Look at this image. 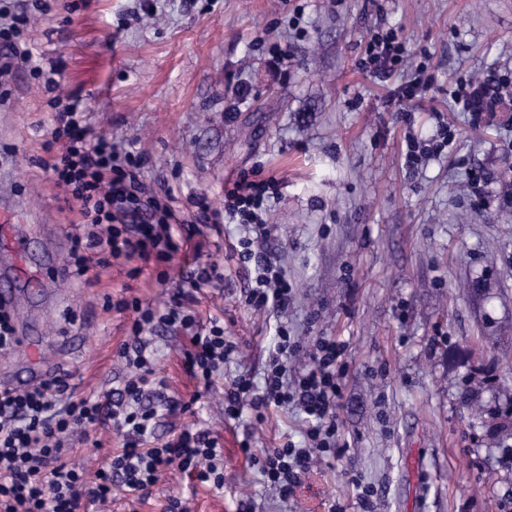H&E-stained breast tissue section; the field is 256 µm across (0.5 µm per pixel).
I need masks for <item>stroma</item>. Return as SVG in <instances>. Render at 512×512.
<instances>
[{"label": "stroma", "mask_w": 512, "mask_h": 512, "mask_svg": "<svg viewBox=\"0 0 512 512\" xmlns=\"http://www.w3.org/2000/svg\"><path fill=\"white\" fill-rule=\"evenodd\" d=\"M382 23L400 28L433 78L425 97L397 103L404 72L381 83L361 69ZM28 43L63 74L54 91L18 75L0 102V204L13 218L0 230V292L14 297L20 338L0 352V385L65 370L82 390L109 389L132 314L106 309L105 298L164 305L190 261L224 274L223 289L200 298L236 346L231 374L260 369L281 323L308 341L349 343L337 420L347 452L318 463L283 503L240 442L248 429L258 449L300 440L299 415L225 422L220 393L202 396L186 370L180 339L157 337L167 394L193 405L157 433L207 424L224 450V487L197 491L174 476L149 505L118 499L112 512H161L171 490L197 512H235L245 495L259 512H362L358 479L373 486L375 512H512V207L502 205L512 195V105L465 111L448 95L476 73H512V0H54L34 13ZM57 93L86 101L98 131L136 141L148 177L185 215L193 194L223 210L241 171L278 179L267 250L294 287L288 310L244 304L249 271L231 248L232 224L162 267L119 259L89 284L60 276L69 211L43 168ZM443 124L453 142L409 170L407 138L431 139ZM473 171L488 182L480 208ZM17 230L26 249L16 255Z\"/></svg>", "instance_id": "1"}]
</instances>
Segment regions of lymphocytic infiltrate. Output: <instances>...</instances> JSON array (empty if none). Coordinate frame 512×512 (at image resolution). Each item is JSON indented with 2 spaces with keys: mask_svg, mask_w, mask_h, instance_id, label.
<instances>
[{
  "mask_svg": "<svg viewBox=\"0 0 512 512\" xmlns=\"http://www.w3.org/2000/svg\"><path fill=\"white\" fill-rule=\"evenodd\" d=\"M30 23V13L15 0H0V100L7 97L17 72L36 77L43 73L27 46ZM408 59L403 36L384 26L372 32L361 66L382 80ZM52 108L57 125L43 148L53 161L45 169L57 189L80 203L68 276L82 278L117 259L168 262L206 229L228 221L243 230L240 262L254 266L255 277L244 290L246 305L287 310L293 288L281 267L259 249L271 232L262 213L279 195L277 180L254 169L241 172L224 191L223 211L210 210L204 197L190 196L196 213L189 220L174 209L169 190H156L146 182L141 154L96 131L85 102L58 95ZM223 285L224 275L216 266L196 264L184 272L164 306L136 297L107 300V308L133 314L129 339L117 351L123 365L119 387L80 393L66 372L48 374L24 388L0 386V512H87L91 507L109 512L120 494L144 505L169 474L197 487L223 488L224 451L206 425L163 442L156 437L161 417L182 409L166 395L156 374L153 340L163 333L187 337L184 362L204 391L225 380V419L239 421L247 413L260 419L272 408L303 415L302 442L286 440L255 459L264 484L280 498L301 486L319 461L344 453L336 411L343 397L348 342L318 336L306 345L281 326L265 358L261 383L248 374L225 379L224 367L235 349L220 318L204 315L198 297L203 288ZM302 353L308 364L292 368V360ZM101 428L113 429L118 445L91 472L83 460L99 447L92 434Z\"/></svg>",
  "mask_w": 512,
  "mask_h": 512,
  "instance_id": "f902f5d3",
  "label": "lymphocytic infiltrate"
}]
</instances>
